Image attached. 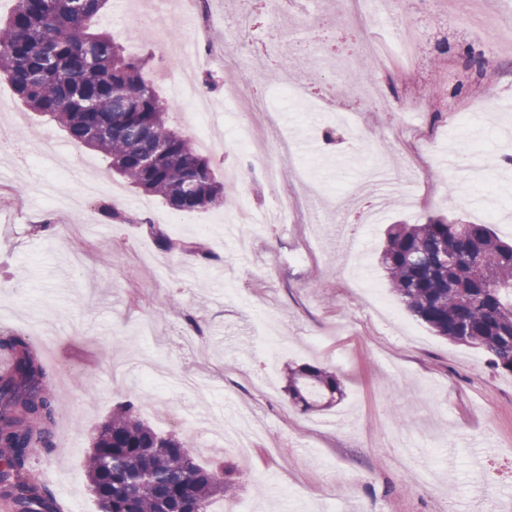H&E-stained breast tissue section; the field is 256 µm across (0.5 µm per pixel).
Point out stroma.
<instances>
[{"label":"stroma","mask_w":512,"mask_h":512,"mask_svg":"<svg viewBox=\"0 0 512 512\" xmlns=\"http://www.w3.org/2000/svg\"><path fill=\"white\" fill-rule=\"evenodd\" d=\"M313 15L326 31L318 58L293 38ZM100 24L156 80L160 45L124 0H108ZM399 24L414 29L406 55L393 34ZM244 25L263 54L244 51L214 68L201 59L223 48V17L206 43L174 15L165 34L193 44L198 59L184 66L216 110L226 81L265 93L319 192L322 224L309 227L298 206L246 250L248 218L227 229L226 209L241 198L257 214L277 205L262 169L235 144L256 125L210 129L204 155L224 183V206L180 217L29 110L0 77V97L13 106L0 112V131L72 165L61 177L0 155V227L27 218L0 235V329L24 334L44 356L60 407L55 445L34 454V476L65 512H98L86 459L113 405L129 399L155 428L159 410L192 414L178 431L199 463L232 465L235 491L212 512H512V374L412 317L379 264L390 224L439 215L478 223L512 199V166L502 163L512 154V0H411L404 15L379 14L362 29L329 0H309L276 27L268 0H251ZM367 35L384 44L393 86L366 112L359 142L307 110L331 82L341 104L363 109L343 85L367 64L355 54ZM469 48L494 52L493 63L467 69ZM281 59L303 98L280 91ZM418 100L426 111L395 109ZM239 171L244 180L229 182ZM44 222L74 232L35 234ZM150 224L176 240L205 239L213 260L159 251ZM343 224L357 228L347 245L338 241ZM190 314L204 333L188 344ZM304 363L336 373L344 396L335 407L304 412L290 402L287 370ZM478 451L488 460L482 472L472 463Z\"/></svg>","instance_id":"stroma-1"}]
</instances>
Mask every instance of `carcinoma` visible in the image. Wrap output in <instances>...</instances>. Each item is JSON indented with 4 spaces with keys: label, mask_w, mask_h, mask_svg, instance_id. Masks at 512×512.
Segmentation results:
<instances>
[{
    "label": "carcinoma",
    "mask_w": 512,
    "mask_h": 512,
    "mask_svg": "<svg viewBox=\"0 0 512 512\" xmlns=\"http://www.w3.org/2000/svg\"><path fill=\"white\" fill-rule=\"evenodd\" d=\"M108 0H16L0 22V76L32 110L52 117L71 139L110 159L139 191L183 214L224 206V184L190 138L169 123L171 104L143 77L146 61L92 26ZM158 250L213 259L197 241L181 242L150 224ZM380 263L409 313L448 341L481 348L512 372V244L485 224L429 217L395 224ZM0 488L15 512H61L30 469L52 447L58 402L43 360L28 338L0 330ZM291 400L312 409L343 396L335 373L304 364L288 371ZM233 469H207L187 440L155 431L134 402L120 401L88 458L100 512H208L233 492Z\"/></svg>",
    "instance_id": "obj_1"
}]
</instances>
